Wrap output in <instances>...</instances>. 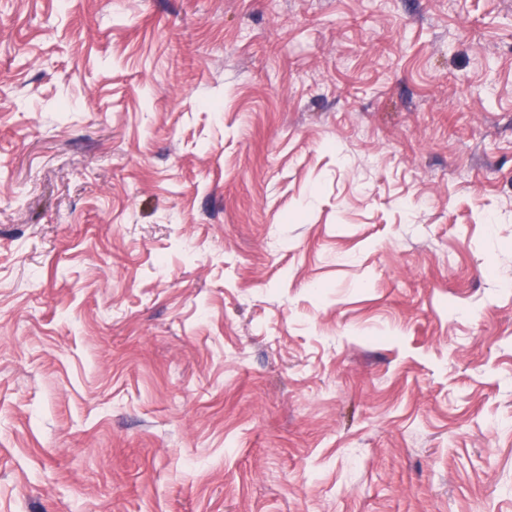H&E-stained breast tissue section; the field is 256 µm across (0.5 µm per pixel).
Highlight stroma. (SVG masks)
<instances>
[{"instance_id": "35a3bbf8", "label": "stroma", "mask_w": 512, "mask_h": 512, "mask_svg": "<svg viewBox=\"0 0 512 512\" xmlns=\"http://www.w3.org/2000/svg\"><path fill=\"white\" fill-rule=\"evenodd\" d=\"M0 512H512V0H0Z\"/></svg>"}]
</instances>
